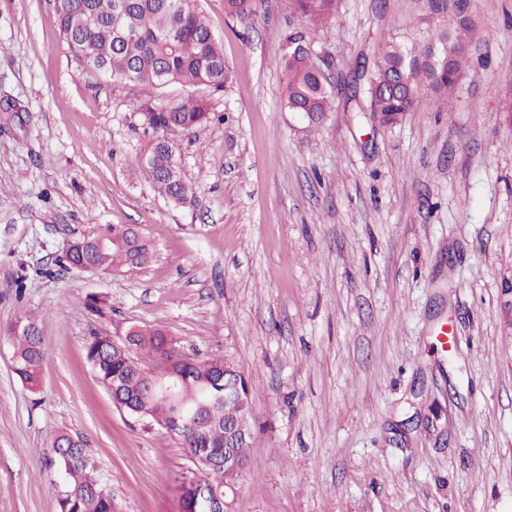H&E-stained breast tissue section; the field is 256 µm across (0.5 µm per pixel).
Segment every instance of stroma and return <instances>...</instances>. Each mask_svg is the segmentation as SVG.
Returning <instances> with one entry per match:
<instances>
[{"label": "stroma", "instance_id": "stroma-1", "mask_svg": "<svg viewBox=\"0 0 512 512\" xmlns=\"http://www.w3.org/2000/svg\"><path fill=\"white\" fill-rule=\"evenodd\" d=\"M195 6L228 80L155 92L214 114L179 142L196 198L176 207L133 167L153 138L141 88L67 53L55 0H0V330L33 313L45 348L33 388L0 338V512H59L61 434L115 512H183L187 449L119 412L86 358L91 334L131 326L248 379L236 512H512V0H470L477 38L447 107L393 125L362 95L313 121L288 111V0H258L250 22ZM427 16L426 0H336L306 26L340 83L388 34L425 37ZM100 224L138 226L151 262L66 266Z\"/></svg>", "mask_w": 512, "mask_h": 512}]
</instances>
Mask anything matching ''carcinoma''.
<instances>
[{"instance_id": "1", "label": "carcinoma", "mask_w": 512, "mask_h": 512, "mask_svg": "<svg viewBox=\"0 0 512 512\" xmlns=\"http://www.w3.org/2000/svg\"><path fill=\"white\" fill-rule=\"evenodd\" d=\"M289 7L300 18L317 21L332 14L335 0H289ZM225 9L240 20L256 14L255 0H225ZM428 9L427 41L404 34L391 36L363 76L370 111L387 123L428 101L429 95L455 87L462 75L475 31L471 18L456 12L453 0L430 2ZM56 12L68 53L89 71L138 84L148 92L174 83L224 88L227 72L221 46L197 13L194 0H57ZM447 13L453 15L452 28L440 23ZM286 41L296 45L282 57L285 106L317 119L331 110L336 99L335 89L324 80L323 58L302 30L290 32ZM139 112L155 137L135 157L136 168L172 204L193 202L192 187L182 176L172 175V170L178 165L179 135L193 133L211 120L207 103L195 98L164 101L150 95ZM151 255L152 245L145 235L137 236L122 224H103L78 238L75 251L65 261L76 269L91 266L110 274L140 268ZM4 335L13 345L15 373L23 382L36 384L44 358L38 319L20 316ZM126 336L132 350L153 362L155 372L133 355L113 348L112 337L95 333L87 340L86 357L96 380L107 390L112 389V380H118L122 397L145 410L146 422L159 428L174 424L180 415L207 401L204 424L178 440L192 453L221 446L224 419L241 409L224 404V383L217 382L215 374L224 366L235 374L237 365L221 358L184 360L177 340L161 329L131 328ZM171 368L181 375L176 406L150 396V379ZM241 411L253 419L251 405ZM53 448L64 476L58 491L60 512H114L112 494L82 441L62 434Z\"/></svg>"}]
</instances>
